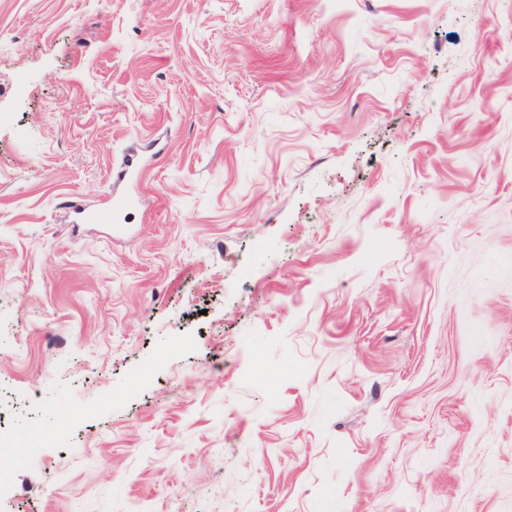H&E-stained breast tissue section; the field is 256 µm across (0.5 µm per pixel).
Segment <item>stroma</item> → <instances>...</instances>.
<instances>
[{"mask_svg": "<svg viewBox=\"0 0 512 512\" xmlns=\"http://www.w3.org/2000/svg\"><path fill=\"white\" fill-rule=\"evenodd\" d=\"M1 386L0 512H512V0H0Z\"/></svg>", "mask_w": 512, "mask_h": 512, "instance_id": "obj_1", "label": "stroma"}]
</instances>
